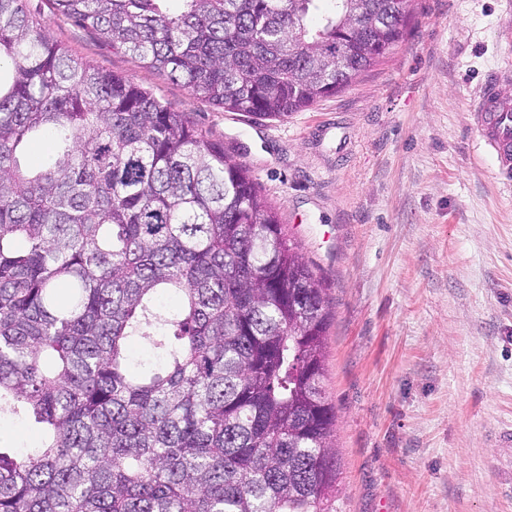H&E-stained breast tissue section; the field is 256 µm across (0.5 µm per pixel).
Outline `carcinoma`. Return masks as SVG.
Returning <instances> with one entry per match:
<instances>
[{
  "mask_svg": "<svg viewBox=\"0 0 512 512\" xmlns=\"http://www.w3.org/2000/svg\"><path fill=\"white\" fill-rule=\"evenodd\" d=\"M229 112L283 120L407 33L389 0H51ZM55 160L20 161L32 138ZM330 312L242 166L0 0V512H337ZM147 349L134 356L131 344Z\"/></svg>",
  "mask_w": 512,
  "mask_h": 512,
  "instance_id": "1",
  "label": "carcinoma"
}]
</instances>
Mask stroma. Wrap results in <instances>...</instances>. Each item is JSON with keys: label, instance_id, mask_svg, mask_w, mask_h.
<instances>
[{"label": "stroma", "instance_id": "obj_1", "mask_svg": "<svg viewBox=\"0 0 512 512\" xmlns=\"http://www.w3.org/2000/svg\"><path fill=\"white\" fill-rule=\"evenodd\" d=\"M505 0H412L402 43L284 120L198 100L26 0L47 36L150 89L240 164L331 311L342 512H512V195L470 109L512 65Z\"/></svg>", "mask_w": 512, "mask_h": 512}]
</instances>
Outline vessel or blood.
Returning a JSON list of instances; mask_svg holds the SVG:
<instances>
[{
	"label": "vessel or blood",
	"instance_id": "b4317fda",
	"mask_svg": "<svg viewBox=\"0 0 512 512\" xmlns=\"http://www.w3.org/2000/svg\"><path fill=\"white\" fill-rule=\"evenodd\" d=\"M502 71L490 72L472 108L473 123L485 139L481 149L498 162L497 178L503 190L512 192V104L498 97Z\"/></svg>",
	"mask_w": 512,
	"mask_h": 512
}]
</instances>
